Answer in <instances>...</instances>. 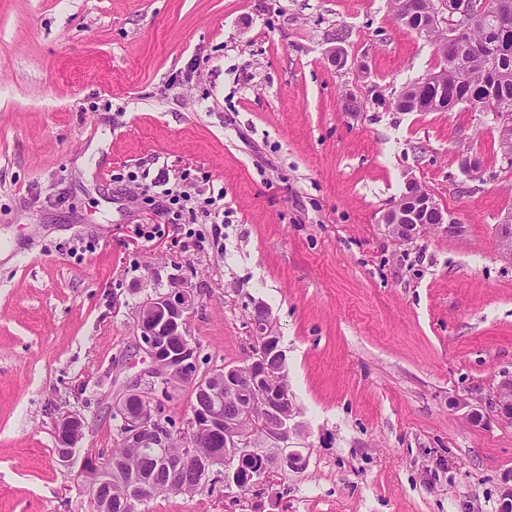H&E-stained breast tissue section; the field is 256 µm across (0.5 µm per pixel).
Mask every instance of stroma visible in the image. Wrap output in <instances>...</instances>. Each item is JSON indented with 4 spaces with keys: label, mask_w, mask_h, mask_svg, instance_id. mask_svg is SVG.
I'll list each match as a JSON object with an SVG mask.
<instances>
[{
    "label": "stroma",
    "mask_w": 512,
    "mask_h": 512,
    "mask_svg": "<svg viewBox=\"0 0 512 512\" xmlns=\"http://www.w3.org/2000/svg\"><path fill=\"white\" fill-rule=\"evenodd\" d=\"M438 64L388 0H0V512H93L54 421L107 460L139 307L176 284L204 370L268 309L305 464L137 512H500L512 420L458 405L512 375V164L494 113L395 110ZM410 175L454 229L380 224ZM55 436L58 447V461L63 466H70L79 451L78 443L82 439L84 429L83 417L75 411L58 413L55 423Z\"/></svg>",
    "instance_id": "1"
}]
</instances>
